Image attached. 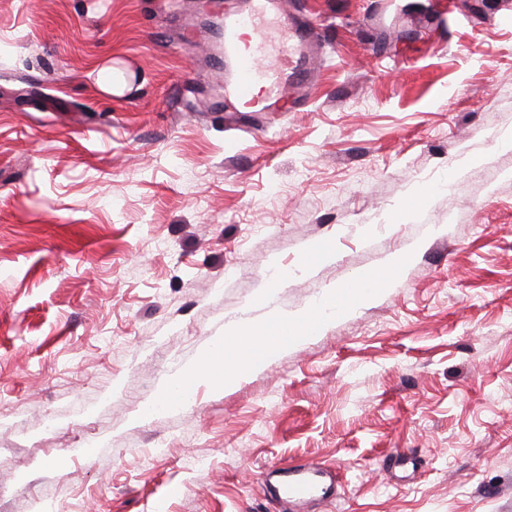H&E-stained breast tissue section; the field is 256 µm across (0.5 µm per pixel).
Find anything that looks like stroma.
I'll return each instance as SVG.
<instances>
[{"label": "stroma", "mask_w": 512, "mask_h": 512, "mask_svg": "<svg viewBox=\"0 0 512 512\" xmlns=\"http://www.w3.org/2000/svg\"><path fill=\"white\" fill-rule=\"evenodd\" d=\"M242 6L0 0V512H282L261 474L305 460L343 486L306 512H512V0H289L304 105L184 111L219 79L203 17ZM413 244L377 300L137 420L229 325Z\"/></svg>", "instance_id": "1"}]
</instances>
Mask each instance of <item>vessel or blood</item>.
<instances>
[{
  "instance_id": "b4317fda",
  "label": "vessel or blood",
  "mask_w": 512,
  "mask_h": 512,
  "mask_svg": "<svg viewBox=\"0 0 512 512\" xmlns=\"http://www.w3.org/2000/svg\"><path fill=\"white\" fill-rule=\"evenodd\" d=\"M314 41L311 25L290 17L284 0H248L245 10L224 19L219 59L230 71L224 97L211 102V110L223 111L228 101L240 112L297 107L288 88L307 79L302 59ZM339 485L335 470L317 461L294 462L265 476L266 494L283 512H301L316 499L336 500Z\"/></svg>"
}]
</instances>
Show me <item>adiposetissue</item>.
<instances>
[{"label": "adipose tissue", "instance_id": "adipose-tissue-1", "mask_svg": "<svg viewBox=\"0 0 512 512\" xmlns=\"http://www.w3.org/2000/svg\"><path fill=\"white\" fill-rule=\"evenodd\" d=\"M350 305L345 299L326 294L309 310L275 318L271 332L260 336L248 353L236 354L225 361L222 368L213 370L219 388L227 389L238 383L246 372L262 367L270 358L298 344L304 338L316 335L337 317L349 313ZM198 371L187 368L168 379L158 401L142 407L139 419H147L158 411H174L184 408L193 396V388Z\"/></svg>", "mask_w": 512, "mask_h": 512}]
</instances>
